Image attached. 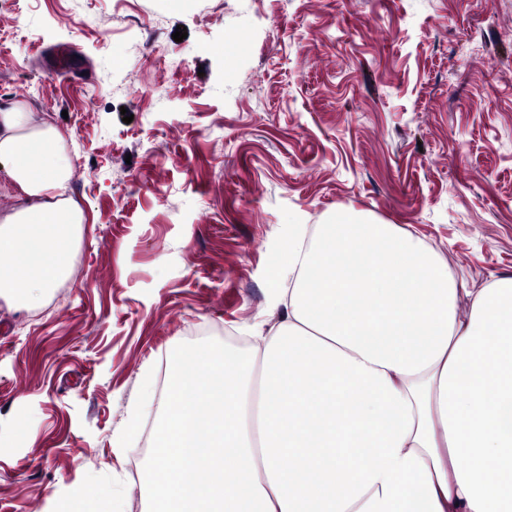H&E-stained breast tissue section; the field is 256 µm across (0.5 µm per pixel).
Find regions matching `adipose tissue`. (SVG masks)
<instances>
[{
  "mask_svg": "<svg viewBox=\"0 0 512 512\" xmlns=\"http://www.w3.org/2000/svg\"><path fill=\"white\" fill-rule=\"evenodd\" d=\"M0 298L39 307L84 221L48 116L0 106ZM262 349H183L148 512H512V278L462 288L395 225L340 209L272 273ZM469 297L468 315L460 300ZM20 203L16 191L9 186L5 166L0 164V217L12 213Z\"/></svg>",
  "mask_w": 512,
  "mask_h": 512,
  "instance_id": "adipose-tissue-1",
  "label": "adipose tissue"
}]
</instances>
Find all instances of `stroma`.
<instances>
[{"label":"stroma","instance_id":"35a3bbf8","mask_svg":"<svg viewBox=\"0 0 512 512\" xmlns=\"http://www.w3.org/2000/svg\"><path fill=\"white\" fill-rule=\"evenodd\" d=\"M16 100L61 131L85 221L63 295L0 300V512L101 483L145 512L150 458L115 443L156 415L143 372L275 322L294 225L347 207L466 288L512 276V0H14Z\"/></svg>","mask_w":512,"mask_h":512}]
</instances>
